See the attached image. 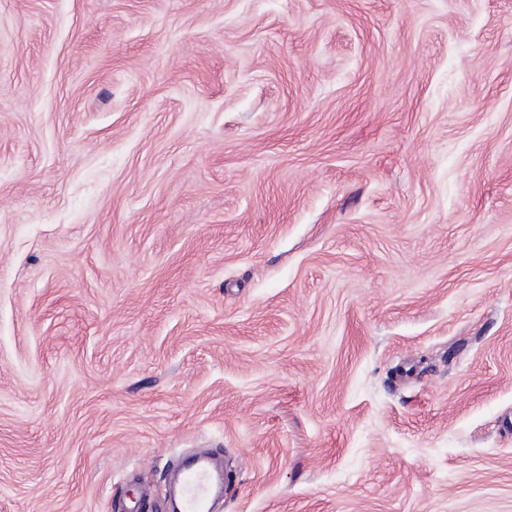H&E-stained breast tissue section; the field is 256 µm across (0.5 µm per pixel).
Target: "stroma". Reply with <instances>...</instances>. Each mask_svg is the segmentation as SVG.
Here are the masks:
<instances>
[{
    "label": "stroma",
    "mask_w": 512,
    "mask_h": 512,
    "mask_svg": "<svg viewBox=\"0 0 512 512\" xmlns=\"http://www.w3.org/2000/svg\"><path fill=\"white\" fill-rule=\"evenodd\" d=\"M512 512V0H0V512ZM219 480L220 475L206 457L186 464L178 484L181 512H211L209 501Z\"/></svg>",
    "instance_id": "obj_1"
}]
</instances>
